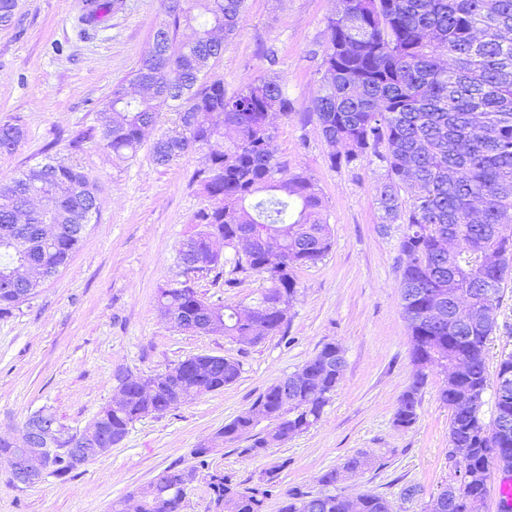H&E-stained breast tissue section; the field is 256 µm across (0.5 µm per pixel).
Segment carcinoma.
Here are the masks:
<instances>
[{"label": "carcinoma", "mask_w": 512, "mask_h": 512, "mask_svg": "<svg viewBox=\"0 0 512 512\" xmlns=\"http://www.w3.org/2000/svg\"><path fill=\"white\" fill-rule=\"evenodd\" d=\"M244 2L162 0L166 23L133 74V80L153 84L154 93L134 95L123 84L115 86L97 125L71 139L78 147L96 137L113 155L133 156L145 131L169 107L179 115V129L154 141L156 164L209 150L195 178L214 205L195 215L197 230L177 249L184 280L161 289L158 303L182 329L204 323L236 340L253 331L261 336L280 331L298 293L296 269L318 263L332 245L320 188L300 173L281 176L271 150L269 116L295 111L285 84L260 77L229 96L223 80L206 79L224 41L241 26ZM124 6L125 0H86L81 20L94 26ZM326 29L319 87L307 112L326 142L345 148L329 156L331 167L379 162L385 170L377 187L381 230L404 226L398 245L400 306L416 372L394 421L412 426L429 375L446 377L456 363L465 365L439 392L450 411L449 458L455 448L470 449L456 462V483L442 491L446 496L455 490L457 501L442 512H479L475 503L488 493L491 466L512 474V432L492 434L480 417L489 387L486 346L496 329L502 285L512 272V0H343L342 11L327 17ZM23 138L21 125L0 121V153L11 152ZM44 184L52 191L50 208L30 211L26 249L0 240V274L28 259L42 277L0 288V315L11 313L67 264L84 237L82 220L97 207L96 180L47 156L0 185V236L9 234L30 191ZM218 237L229 256L210 253V242ZM243 237L252 238L245 253L237 249ZM450 240L451 252L445 246ZM491 248L504 254L499 267L484 263ZM199 271L214 273V282L226 288L238 287L237 274L247 272L270 286L251 307L229 306L198 294L189 274ZM488 281L497 288L485 324L473 323L464 311L446 317L448 289L471 290L472 304L482 307L479 289ZM345 367L336 345L325 344L302 366L300 382L287 376L270 386L219 435L228 443L247 439L249 450L257 451L270 439L286 441L307 431L321 417ZM241 372L233 358L188 357L141 384H125L123 400L94 424L121 440L139 418L219 391ZM494 409V418L512 421V354L498 364ZM263 421L271 430L261 436L254 429ZM59 428V436L42 443L51 449L49 476L55 478L75 471L63 451L71 431ZM370 465L371 459L356 455L342 470L357 474ZM185 476V469L173 467L139 488L138 512H181ZM338 476L335 468L322 475L325 491L289 493L280 512H391L380 495L350 500L333 492ZM209 490L215 512H262L271 495L221 471L211 475Z\"/></svg>", "instance_id": "carcinoma-1"}]
</instances>
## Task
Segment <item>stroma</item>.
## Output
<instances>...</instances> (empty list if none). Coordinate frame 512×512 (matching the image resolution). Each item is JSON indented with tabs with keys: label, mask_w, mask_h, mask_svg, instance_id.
Masks as SVG:
<instances>
[{
	"label": "stroma",
	"mask_w": 512,
	"mask_h": 512,
	"mask_svg": "<svg viewBox=\"0 0 512 512\" xmlns=\"http://www.w3.org/2000/svg\"><path fill=\"white\" fill-rule=\"evenodd\" d=\"M84 4L21 0L12 24L0 26V121H18L26 131L12 152L0 153V181L49 154L81 167L100 187L98 221L88 226L68 264L18 309L0 316V438L20 437L26 420L43 408L70 431L84 429L111 401L119 372L150 375L197 354L234 358L242 372L223 390L135 421L111 451L66 478L17 487L1 456L0 512H111L113 501L168 468L196 465L194 448L210 441L215 449L182 512H213L208 475L216 470L249 486L273 472L265 512H279L288 491H319L323 473L358 454L372 465L344 475L338 494L353 499L374 493L389 501L392 512H424L453 483L455 466L448 458L450 412L439 399L440 375H431L422 391L417 422L408 428L394 422L415 373L396 269L403 227L380 229L376 186L382 167L331 168L330 145L317 123L299 113L317 91L325 21L341 0H246L243 23L212 72L230 93L271 72L287 83L298 109L273 115L272 149L285 173L319 184L333 234L329 253L298 270L299 292L285 330L255 345L173 328L157 304L159 289L180 277L179 243L193 232L196 212L211 204L193 178L203 154L192 152L166 166L152 158L153 141L176 127V112L163 110L132 157H116L94 141L71 147L75 132L95 125L113 88L130 79L164 20L160 0H126L121 12L84 35ZM269 50L277 55L276 66L264 57ZM195 286L208 300L246 306L257 301L265 283L246 273L239 287L217 288L210 274L200 272ZM330 342L342 349L346 369L315 425L256 454L244 440L215 442L218 429ZM508 353L512 275L487 343L488 371ZM410 484L420 492L403 499Z\"/></svg>",
	"instance_id": "stroma-1"
}]
</instances>
